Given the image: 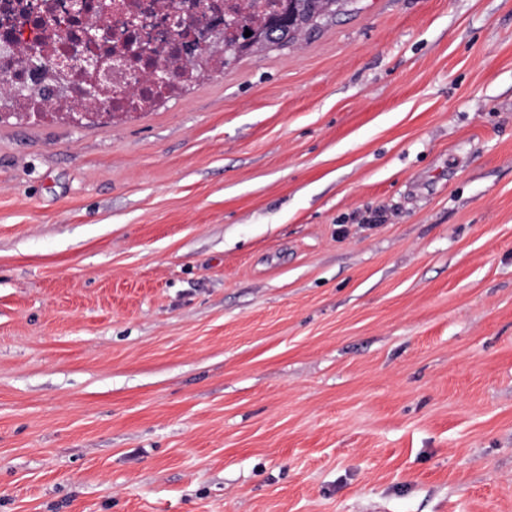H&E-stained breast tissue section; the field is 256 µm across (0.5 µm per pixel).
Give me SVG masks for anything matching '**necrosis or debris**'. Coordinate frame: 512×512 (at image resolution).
Masks as SVG:
<instances>
[{"label":"necrosis or debris","mask_w":512,"mask_h":512,"mask_svg":"<svg viewBox=\"0 0 512 512\" xmlns=\"http://www.w3.org/2000/svg\"><path fill=\"white\" fill-rule=\"evenodd\" d=\"M210 0H114L109 21L116 33H123L129 21L141 28L145 48L143 59L130 63L121 42L111 48H91L87 55L107 61V83L112 90V107L123 110L137 104L141 89L130 82L131 72L148 76L155 62L168 60L181 64L178 81L189 78L184 62L194 55L193 46L175 38L169 31L172 19L184 26L208 27ZM65 0H0V85L7 92L0 96V111L12 112L17 88L33 93L40 107L57 106L74 94L70 73L60 63V49L74 28L62 7ZM41 48V69L26 65L27 51Z\"/></svg>","instance_id":"1"}]
</instances>
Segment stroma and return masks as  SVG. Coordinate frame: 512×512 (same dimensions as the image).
<instances>
[{
	"label": "stroma",
	"mask_w": 512,
	"mask_h": 512,
	"mask_svg": "<svg viewBox=\"0 0 512 512\" xmlns=\"http://www.w3.org/2000/svg\"><path fill=\"white\" fill-rule=\"evenodd\" d=\"M0 512H512V0L0 120Z\"/></svg>",
	"instance_id": "1"
}]
</instances>
